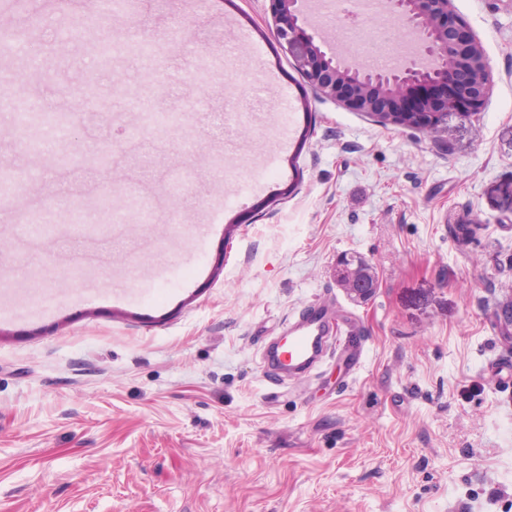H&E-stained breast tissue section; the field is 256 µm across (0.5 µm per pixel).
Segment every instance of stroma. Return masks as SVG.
I'll use <instances>...</instances> for the list:
<instances>
[{"mask_svg": "<svg viewBox=\"0 0 512 512\" xmlns=\"http://www.w3.org/2000/svg\"><path fill=\"white\" fill-rule=\"evenodd\" d=\"M223 2L102 17L54 2L21 41L34 60L23 77L0 50L13 82L0 152L55 224L34 243L0 207V512H512V0H452L494 91L433 134L320 98L274 38L269 0ZM311 20L343 55L383 49L379 19L353 33L343 16ZM93 38L112 44L110 67ZM260 62L277 76L261 90ZM66 65L104 93L123 80L112 123L138 135L115 146L111 174L83 164L91 139L16 119ZM287 91L295 138L273 168ZM191 94L211 115L142 130L144 97L183 112ZM257 95L264 120L221 134L214 114ZM63 165L137 189L155 219L132 208L88 238L81 225L111 222L89 209L61 232ZM343 253L373 267L368 300L340 288ZM313 301L356 315L357 375L332 349L300 376L264 371L283 322Z\"/></svg>", "mask_w": 512, "mask_h": 512, "instance_id": "obj_1", "label": "stroma"}]
</instances>
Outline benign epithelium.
I'll list each match as a JSON object with an SVG mask.
<instances>
[{
  "label": "benign epithelium",
  "instance_id": "1",
  "mask_svg": "<svg viewBox=\"0 0 512 512\" xmlns=\"http://www.w3.org/2000/svg\"><path fill=\"white\" fill-rule=\"evenodd\" d=\"M273 35L284 41L304 78L317 94L364 112L382 127L401 126L434 132L449 112L485 110L494 83L483 45L451 0H384L386 14L402 22L416 53L389 68L366 67L339 57L304 10L307 0H271ZM93 81L69 93L71 116L98 105ZM353 298H363L366 279L358 266L339 276Z\"/></svg>",
  "mask_w": 512,
  "mask_h": 512
}]
</instances>
